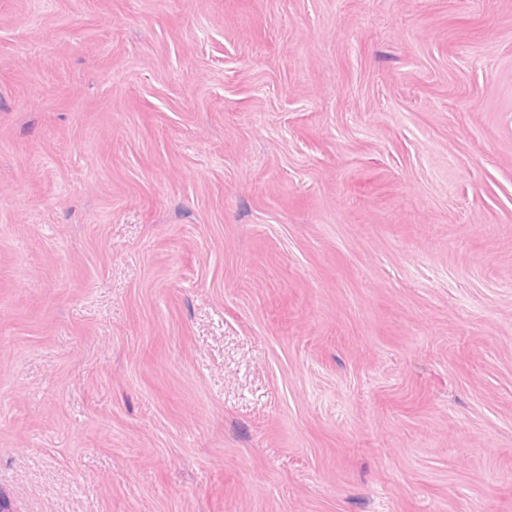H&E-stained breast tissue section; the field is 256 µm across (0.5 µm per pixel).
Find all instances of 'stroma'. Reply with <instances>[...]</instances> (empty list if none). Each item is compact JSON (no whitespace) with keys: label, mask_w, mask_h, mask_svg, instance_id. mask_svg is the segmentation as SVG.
Returning <instances> with one entry per match:
<instances>
[{"label":"stroma","mask_w":512,"mask_h":512,"mask_svg":"<svg viewBox=\"0 0 512 512\" xmlns=\"http://www.w3.org/2000/svg\"><path fill=\"white\" fill-rule=\"evenodd\" d=\"M12 512H512V0H0Z\"/></svg>","instance_id":"1"}]
</instances>
